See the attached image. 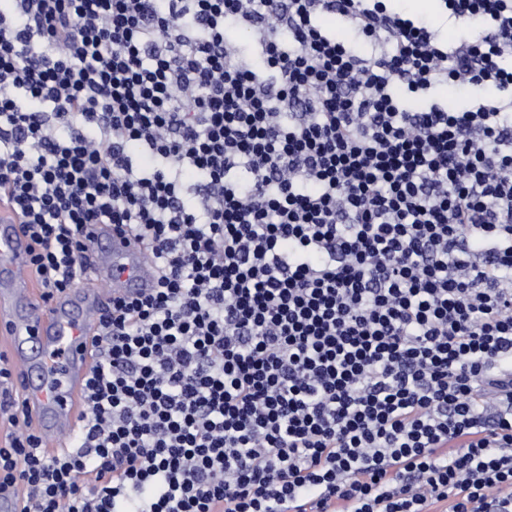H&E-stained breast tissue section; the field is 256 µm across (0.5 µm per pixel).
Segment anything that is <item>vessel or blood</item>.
<instances>
[{"instance_id": "1", "label": "vessel or blood", "mask_w": 512, "mask_h": 512, "mask_svg": "<svg viewBox=\"0 0 512 512\" xmlns=\"http://www.w3.org/2000/svg\"><path fill=\"white\" fill-rule=\"evenodd\" d=\"M89 284L43 300L28 265V240L0 209V335L10 351L15 388L46 450L68 446L83 414L90 339L110 298L143 297L156 285L145 248L108 224L85 242Z\"/></svg>"}]
</instances>
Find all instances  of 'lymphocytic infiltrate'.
<instances>
[{"label": "lymphocytic infiltrate", "mask_w": 512, "mask_h": 512, "mask_svg": "<svg viewBox=\"0 0 512 512\" xmlns=\"http://www.w3.org/2000/svg\"><path fill=\"white\" fill-rule=\"evenodd\" d=\"M443 2L473 34L386 0H0V205L45 297L96 224L158 275L100 315L75 445L0 402L21 512H512V0ZM441 81L470 103L393 92ZM387 7L394 11L400 12L408 18L413 20H427L433 28L437 30L439 37L443 41L451 43L458 39L460 36L467 34L465 29H462L450 22L446 25L444 21L445 8L442 0H430L431 7L427 11L412 10L408 4V0H388Z\"/></svg>", "instance_id": "obj_1"}]
</instances>
